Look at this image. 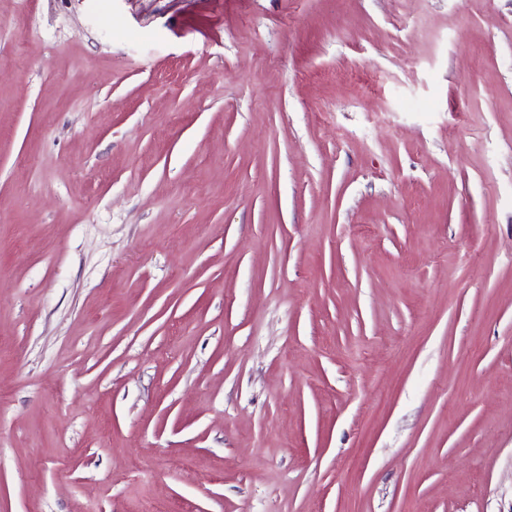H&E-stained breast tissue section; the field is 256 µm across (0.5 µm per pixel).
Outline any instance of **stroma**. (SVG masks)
Returning a JSON list of instances; mask_svg holds the SVG:
<instances>
[{"label": "stroma", "instance_id": "obj_1", "mask_svg": "<svg viewBox=\"0 0 512 512\" xmlns=\"http://www.w3.org/2000/svg\"><path fill=\"white\" fill-rule=\"evenodd\" d=\"M512 512V0H0V512Z\"/></svg>", "mask_w": 512, "mask_h": 512}]
</instances>
